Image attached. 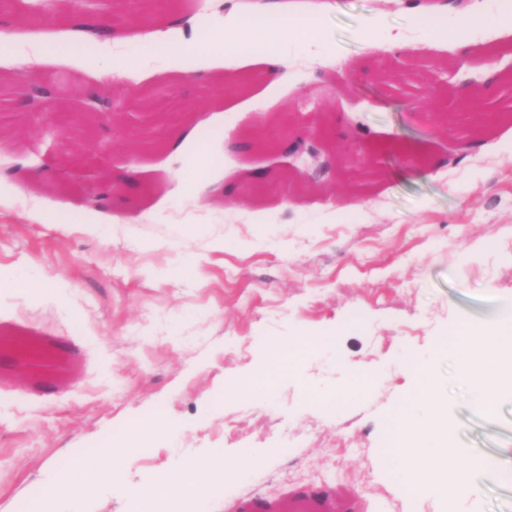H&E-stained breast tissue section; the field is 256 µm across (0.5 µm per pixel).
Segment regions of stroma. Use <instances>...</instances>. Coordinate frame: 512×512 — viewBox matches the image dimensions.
I'll return each instance as SVG.
<instances>
[{
	"label": "stroma",
	"mask_w": 512,
	"mask_h": 512,
	"mask_svg": "<svg viewBox=\"0 0 512 512\" xmlns=\"http://www.w3.org/2000/svg\"><path fill=\"white\" fill-rule=\"evenodd\" d=\"M256 2L178 0V22L125 21L99 39L64 13L31 20L18 7L1 78L35 60L32 77L74 108L93 90L88 56L122 61L124 72L107 89L119 111L105 133L111 149L69 170L68 193L31 171L63 156L43 112L0 97V275L14 282L0 294V512H36L51 474L162 418L169 429L127 462L124 484L103 490L102 512H130L125 486L159 469L232 449L265 462L226 477L191 512H512V394L476 407L445 342L512 307V120L483 129L478 151L460 106L462 80L512 73V34L484 29L469 53L434 51L419 43L406 0H334L319 39L344 71L321 66L309 37L288 38L284 79L252 81L229 112L217 102V59L181 46L243 24ZM366 24L401 32L406 49L375 67ZM415 61L455 76L426 90L407 76ZM173 75L182 81L171 105L204 112L199 139L175 150L135 142L136 92ZM281 112L318 113L325 154L368 151L372 174L326 177L291 203L242 195L250 172L295 165L285 146L249 144ZM439 112L456 122L439 126ZM229 130L246 148L230 144ZM203 143L206 180L180 186ZM103 168L135 173L139 186L93 210L79 189ZM90 218L101 236L84 231ZM217 237L223 250L210 247ZM58 279L60 302L27 287ZM303 336L311 346L269 365L270 344ZM355 369L375 374L368 394L308 398ZM251 373L264 376L266 398L225 399ZM423 379L445 393L449 445L476 457L473 496L411 494L386 465L385 419Z\"/></svg>",
	"instance_id": "obj_1"
}]
</instances>
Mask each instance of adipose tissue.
<instances>
[{
	"instance_id": "1",
	"label": "adipose tissue",
	"mask_w": 512,
	"mask_h": 512,
	"mask_svg": "<svg viewBox=\"0 0 512 512\" xmlns=\"http://www.w3.org/2000/svg\"><path fill=\"white\" fill-rule=\"evenodd\" d=\"M327 5L325 0H311L301 5L297 0H262L254 22L235 26L231 32H214L193 40L190 51L201 54L214 45H224V66L234 70L251 68L264 79L283 77V60L279 52L266 49L270 36L265 28L269 18H276L285 28L315 31L314 20ZM421 22V43L427 47L453 46L468 51L472 29L487 25L512 26V14L493 9L488 0H472L458 7L456 0H427L417 7ZM460 371L475 393L477 404L489 397L512 390V312L485 320L468 328L459 337L454 350ZM443 398L437 387H421L413 398L411 409L391 414L387 436L393 469L409 489H423L438 497L460 488L462 494H473L466 482L465 468L448 462L447 416L442 411ZM150 427H143L138 439L118 446L100 448L93 461H75L64 473L54 474L51 489L39 504V512H63L68 503H79L84 512H99L95 495H78L79 482L91 483L97 478L114 481L129 459L145 446ZM257 456L239 451L222 452L218 461L210 457L195 459L174 468L157 471L147 484L128 489L127 497L139 500L150 496L162 498L177 507H185L193 495L211 493L228 475L254 467Z\"/></svg>"
}]
</instances>
